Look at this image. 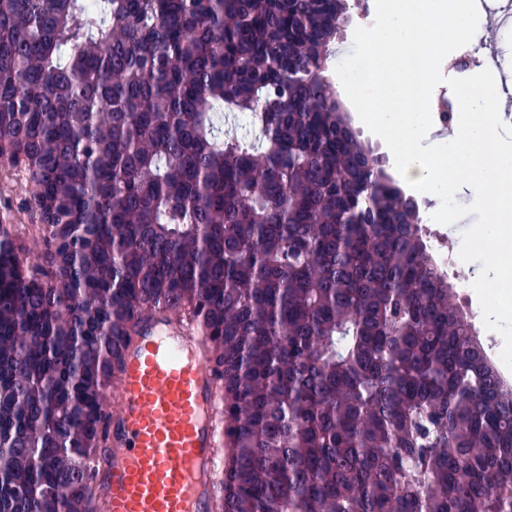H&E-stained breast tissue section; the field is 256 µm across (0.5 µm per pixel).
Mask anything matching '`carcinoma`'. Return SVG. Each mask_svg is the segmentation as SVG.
I'll list each match as a JSON object with an SVG mask.
<instances>
[{
    "label": "carcinoma",
    "instance_id": "1",
    "mask_svg": "<svg viewBox=\"0 0 512 512\" xmlns=\"http://www.w3.org/2000/svg\"><path fill=\"white\" fill-rule=\"evenodd\" d=\"M359 3L0 0L42 257L0 224V512H92L162 304L222 373L218 512H512V401L329 75Z\"/></svg>",
    "mask_w": 512,
    "mask_h": 512
}]
</instances>
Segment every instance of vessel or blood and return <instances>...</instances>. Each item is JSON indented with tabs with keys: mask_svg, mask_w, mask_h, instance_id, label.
<instances>
[{
	"mask_svg": "<svg viewBox=\"0 0 512 512\" xmlns=\"http://www.w3.org/2000/svg\"><path fill=\"white\" fill-rule=\"evenodd\" d=\"M109 464L94 512H216L224 389L202 337L157 309L123 353Z\"/></svg>",
	"mask_w": 512,
	"mask_h": 512,
	"instance_id": "b4317fda",
	"label": "vessel or blood"
}]
</instances>
